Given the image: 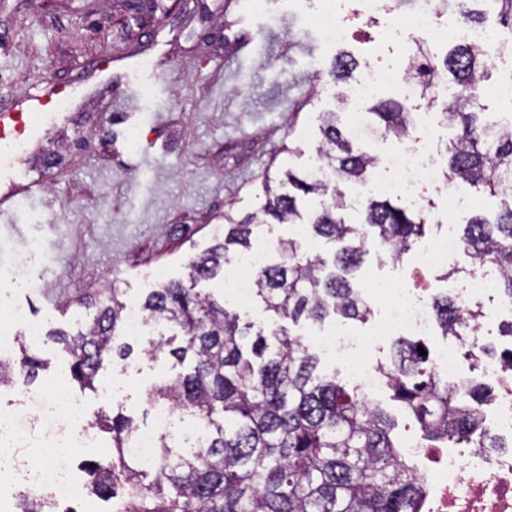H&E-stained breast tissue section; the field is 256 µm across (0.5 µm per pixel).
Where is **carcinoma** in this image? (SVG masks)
<instances>
[{
  "mask_svg": "<svg viewBox=\"0 0 512 512\" xmlns=\"http://www.w3.org/2000/svg\"><path fill=\"white\" fill-rule=\"evenodd\" d=\"M457 0L461 26L483 23L485 11ZM512 26V0H478ZM437 82L421 84L420 96L435 103L446 75L457 88L438 117L453 132L447 147L450 177L477 192L500 197L495 219L474 216L459 237L470 264L490 263L500 270L499 288L512 296V194L502 176L512 172V128L492 132L493 119L482 112L481 82L489 69L483 46L466 37L452 42L448 54L425 59ZM357 62L338 54L327 76L346 81ZM371 128L397 139L411 133L410 112L398 102H381L366 113ZM341 113L321 116L318 162L331 169L335 183L315 180L311 171L288 168L278 189L266 179L259 212L241 220L224 211V233L204 253L189 259L186 277L165 280L141 304L148 320L159 324V338L142 347L152 360L163 346L180 340L168 354L190 369L149 395L194 419L202 433L197 446L174 450V438H157L160 468L146 473L128 453L138 428L121 413H99L94 426L112 438V460L90 466V489L114 500L119 512H414L415 478L399 459L390 439L385 412L349 391L336 376L317 369V358L283 320L321 322L329 316L361 322L371 310L360 301L355 273L371 244L411 248L424 239L429 224L411 203L369 198L359 224L346 222L351 208L344 188L366 181L378 159L361 151L340 124ZM320 198L321 208L303 212L306 196ZM266 224H300L304 238L278 241L279 261L255 278L253 295L270 313L268 328L253 330L240 316L197 290L215 278L231 259L252 250V240ZM331 245V258L307 248L306 240ZM119 288L106 299L84 304L86 318L75 331L51 329L47 340L70 359L72 379L95 388L99 372L130 357L133 347L123 335L126 305ZM442 329L455 333L477 314H463L446 295L433 298ZM420 343L399 340L388 365H378L389 379L394 400L416 418L420 431L434 439L463 445L479 429L488 389L471 384L464 393L440 382L431 354ZM20 358H0V387L15 372L31 382L49 362L19 347ZM50 496L25 498L20 512H55Z\"/></svg>",
  "mask_w": 512,
  "mask_h": 512,
  "instance_id": "obj_1",
  "label": "carcinoma"
}]
</instances>
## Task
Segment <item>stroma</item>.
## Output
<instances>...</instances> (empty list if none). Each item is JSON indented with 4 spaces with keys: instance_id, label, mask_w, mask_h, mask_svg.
Returning a JSON list of instances; mask_svg holds the SVG:
<instances>
[{
    "instance_id": "stroma-1",
    "label": "stroma",
    "mask_w": 512,
    "mask_h": 512,
    "mask_svg": "<svg viewBox=\"0 0 512 512\" xmlns=\"http://www.w3.org/2000/svg\"><path fill=\"white\" fill-rule=\"evenodd\" d=\"M226 0H156L154 11L135 0H0V108L13 96L50 86L71 90L75 120L48 116L41 150L23 155L45 169L43 187L19 197L13 214L0 216V265L40 278L30 290L0 279V310L27 309L42 329L73 330L83 302L119 286L136 305L156 284L152 271L180 278L193 254L214 243L225 210L258 212L266 176L280 168L302 170L317 157L319 115L337 108L344 84L325 75L337 53L359 67L391 69L385 99L399 96L411 45L392 20L414 0H383L385 9L363 12L361 0H342L353 35L325 40L309 15L328 0H266L227 12ZM254 37L251 56L235 42ZM39 240L41 250L28 244ZM398 260L371 247L357 273L360 283L396 287ZM367 321L289 324L310 337L337 326L367 339L360 352L374 363L390 361L394 337L378 335L382 311ZM135 339L132 357L102 373L96 390L70 379L69 361L53 344L38 351L49 367L33 384L23 375L0 389V404L27 392L69 387L88 417L122 412L138 429L150 428L151 389L183 369L171 357L150 360ZM65 450L60 460L77 485L87 512H112L111 503L87 495L84 465L112 458V441Z\"/></svg>"
}]
</instances>
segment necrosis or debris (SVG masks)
I'll return each instance as SVG.
<instances>
[{
  "label": "necrosis or debris",
  "instance_id": "necrosis-or-debris-1",
  "mask_svg": "<svg viewBox=\"0 0 512 512\" xmlns=\"http://www.w3.org/2000/svg\"><path fill=\"white\" fill-rule=\"evenodd\" d=\"M402 25L428 45L445 43L464 34L486 44L493 57H501L505 52L495 30L485 27L462 30L456 15L449 13L445 0H418ZM391 82V70L372 69L352 85L345 110L357 136L364 138L369 134L365 102ZM414 120L418 138L416 143L405 144L401 150V180H391L386 168L380 167L372 175L373 183L382 192L403 196L412 203L418 202L425 190L454 193L455 184L427 147L432 137L431 127L423 114H415ZM460 249L457 237L450 231L420 246L410 281L396 291L400 313L386 323L385 332L409 338L436 333L438 323L430 301L433 290L425 274L454 261ZM498 279L497 270L476 267L462 278L447 282L446 290L460 309L480 312L481 321L464 327L458 336L452 337L451 347L435 356L434 373L459 389L480 381L491 387L493 397L481 410L480 434L466 447L419 437L406 439L400 455L420 488L415 512H512V344L504 348L503 358L495 362L483 360L481 351L482 324L505 316L512 318V299L487 309L482 306L483 300L498 296ZM27 399L37 407L30 417L0 408V467L13 470L17 483L33 490L49 486L60 500H70L74 496L73 487L58 466L55 451L94 448L98 437L84 422L81 401L67 388H57L48 396L33 392ZM25 418L45 431L46 460L37 468L16 455L17 448L24 445L18 424Z\"/></svg>",
  "mask_w": 512,
  "mask_h": 512
}]
</instances>
